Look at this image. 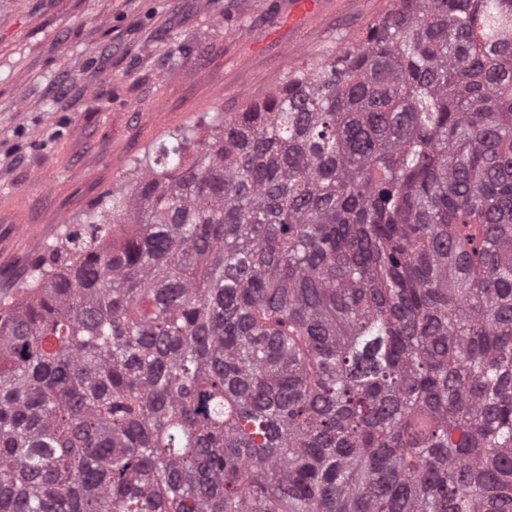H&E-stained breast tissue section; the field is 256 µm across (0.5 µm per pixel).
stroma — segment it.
<instances>
[{
    "mask_svg": "<svg viewBox=\"0 0 512 512\" xmlns=\"http://www.w3.org/2000/svg\"><path fill=\"white\" fill-rule=\"evenodd\" d=\"M0 0V294L165 133L237 112L388 0Z\"/></svg>",
    "mask_w": 512,
    "mask_h": 512,
    "instance_id": "stroma-1",
    "label": "stroma"
}]
</instances>
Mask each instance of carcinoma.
I'll list each match as a JSON object with an SVG mask.
<instances>
[{"instance_id": "1", "label": "carcinoma", "mask_w": 512, "mask_h": 512, "mask_svg": "<svg viewBox=\"0 0 512 512\" xmlns=\"http://www.w3.org/2000/svg\"><path fill=\"white\" fill-rule=\"evenodd\" d=\"M204 124L0 297V512H512V0Z\"/></svg>"}]
</instances>
